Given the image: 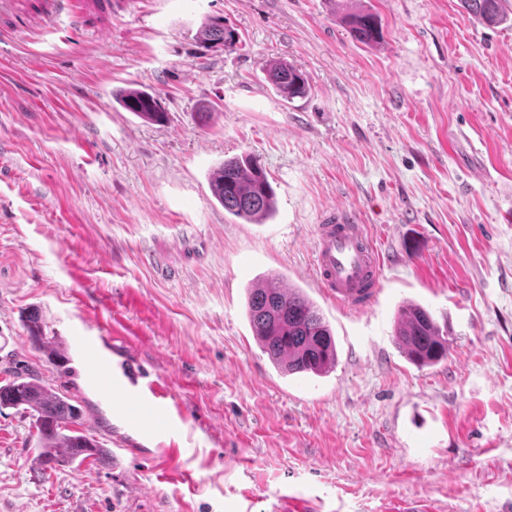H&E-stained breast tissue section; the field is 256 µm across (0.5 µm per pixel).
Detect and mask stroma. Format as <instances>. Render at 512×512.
<instances>
[{"label":"stroma","mask_w":512,"mask_h":512,"mask_svg":"<svg viewBox=\"0 0 512 512\" xmlns=\"http://www.w3.org/2000/svg\"><path fill=\"white\" fill-rule=\"evenodd\" d=\"M61 2L0 0V382L32 371L111 454L40 474L30 418L1 409L0 512H512V26L460 0ZM359 8L381 44L343 23ZM210 17L237 50L198 44ZM273 60L306 97L277 95ZM129 86L164 123L117 103ZM241 155L275 191L261 224L209 188ZM337 205L382 256L365 310L310 276ZM270 275L329 323L330 372L283 375L259 347L247 292ZM408 303L448 340L438 365L396 343ZM32 312L66 367L31 345ZM91 343L101 377L128 364L165 387L168 421L121 414ZM353 37L366 45L378 43L382 38V27L379 16L368 11L351 13L346 18ZM266 74L267 81L276 93L287 101L303 97L309 92L310 86L306 76L284 62H270Z\"/></svg>","instance_id":"35a3bbf8"}]
</instances>
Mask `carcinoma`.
Listing matches in <instances>:
<instances>
[{
    "instance_id": "cac0c4a2",
    "label": "carcinoma",
    "mask_w": 512,
    "mask_h": 512,
    "mask_svg": "<svg viewBox=\"0 0 512 512\" xmlns=\"http://www.w3.org/2000/svg\"><path fill=\"white\" fill-rule=\"evenodd\" d=\"M462 7L485 25L497 26L512 20L508 0H460ZM353 37L366 45L382 38L379 16L368 11L346 18ZM196 38L202 47L232 51L240 42L235 28L222 17L207 19ZM267 81L276 93L290 101L309 92L306 76L281 61L266 69ZM122 106L141 119L161 124L166 119L157 97L145 90L119 92ZM214 198L224 211L254 224H262L275 208L274 190L259 160L253 156L232 157L209 175ZM247 315L253 335L273 364L288 375L328 372L336 361V343L331 328L315 305L297 289L281 291L278 278H268L260 288H252L247 299ZM32 346L62 366L68 362L57 337L45 333L38 315L26 319ZM396 341L408 359L419 367L431 366L448 358V339L442 334L431 312L420 305L401 307L395 332ZM10 407L27 413L36 430L38 469L45 472L64 464H81L88 458L100 460L109 449L83 429V409L63 393L55 391L38 376L16 372L0 385V408Z\"/></svg>"
}]
</instances>
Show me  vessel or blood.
Listing matches in <instances>:
<instances>
[{"label":"vessel or blood","instance_id":"vessel-or-blood-1","mask_svg":"<svg viewBox=\"0 0 512 512\" xmlns=\"http://www.w3.org/2000/svg\"><path fill=\"white\" fill-rule=\"evenodd\" d=\"M380 256L361 224L357 208L337 206L324 213L314 249V277L337 304L365 309L379 291ZM130 418L148 412L167 414V392L154 380L135 382L120 376L106 383Z\"/></svg>","mask_w":512,"mask_h":512}]
</instances>
